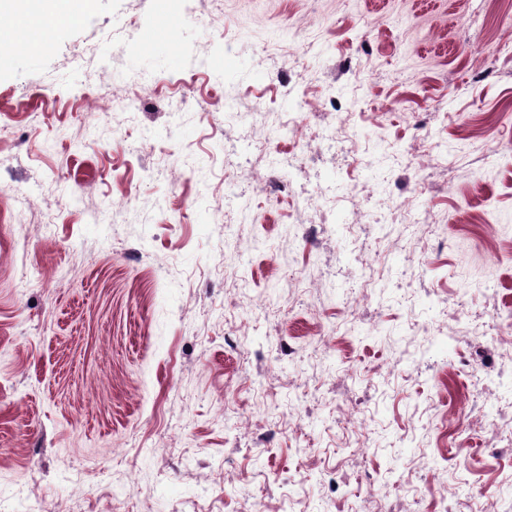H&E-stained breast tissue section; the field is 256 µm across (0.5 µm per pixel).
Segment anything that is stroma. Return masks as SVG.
Instances as JSON below:
<instances>
[{"label":"stroma","instance_id":"obj_1","mask_svg":"<svg viewBox=\"0 0 512 512\" xmlns=\"http://www.w3.org/2000/svg\"><path fill=\"white\" fill-rule=\"evenodd\" d=\"M152 12L80 0L71 20L0 25V109L56 92L0 123V512H369L371 490L429 512L414 490L446 484L466 512L481 484L512 512L511 464L437 447L458 423L438 393L465 392L427 350L442 298L460 350L507 339L512 0H189L176 35ZM146 80L191 83L187 105ZM330 84L378 117L322 160L370 162L335 204L368 226L365 272L330 274L332 233L302 245L319 168L277 211L254 187L316 149L306 108ZM288 110L304 124L283 136ZM246 136L271 151L243 168L224 146ZM421 181L451 233L427 267L389 266L427 224L380 220Z\"/></svg>","mask_w":512,"mask_h":512}]
</instances>
